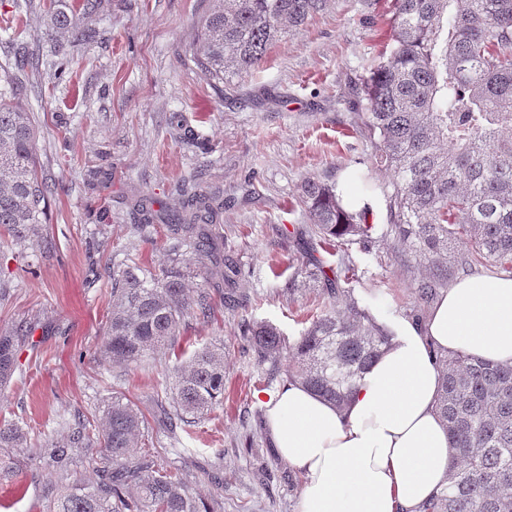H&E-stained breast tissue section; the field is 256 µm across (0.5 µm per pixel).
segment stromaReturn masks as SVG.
I'll return each instance as SVG.
<instances>
[{
  "label": "stroma",
  "mask_w": 512,
  "mask_h": 512,
  "mask_svg": "<svg viewBox=\"0 0 512 512\" xmlns=\"http://www.w3.org/2000/svg\"><path fill=\"white\" fill-rule=\"evenodd\" d=\"M72 2L0 0V62L28 60L20 77L40 132L38 166L56 185L44 228L52 252L0 232V327L35 328L0 389V419L24 426L32 445L16 477L0 480V512H38L57 476L33 449L74 414L99 426L116 391L142 413L157 462L201 501L220 494L224 512H296L302 478L273 448L263 406L286 377L256 365L239 323L269 322L289 340L304 329L314 296L286 288L295 269L288 238L307 224L300 186L371 166L360 82L388 39V0H330L226 94L186 57L213 0H100L80 20L94 36L79 43L52 30L53 10ZM190 179L226 200L224 244L243 269L244 304L217 306L206 322L187 318L175 347L115 378L102 357L112 268L133 246L152 267L167 257L164 237L139 229L131 200L145 193L179 207ZM370 206L374 241L348 250L355 294L380 322L425 323L431 305L409 296L421 272L393 247L383 194ZM216 339L224 403L170 437L159 405L171 399L173 369Z\"/></svg>",
  "instance_id": "obj_1"
}]
</instances>
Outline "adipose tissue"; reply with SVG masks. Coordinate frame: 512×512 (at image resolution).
Listing matches in <instances>:
<instances>
[{
	"mask_svg": "<svg viewBox=\"0 0 512 512\" xmlns=\"http://www.w3.org/2000/svg\"><path fill=\"white\" fill-rule=\"evenodd\" d=\"M439 351L512 364V276L459 278L425 324L397 322L345 410L294 383L267 395L272 443L302 477L297 512H416L440 492L449 443L435 409Z\"/></svg>",
	"mask_w": 512,
	"mask_h": 512,
	"instance_id": "obj_1",
	"label": "adipose tissue"
}]
</instances>
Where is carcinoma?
<instances>
[{"mask_svg":"<svg viewBox=\"0 0 512 512\" xmlns=\"http://www.w3.org/2000/svg\"><path fill=\"white\" fill-rule=\"evenodd\" d=\"M328 0H215L200 21L189 58L222 91L249 72L270 47L302 29ZM97 9L80 0L78 12L58 11L53 29L82 35L79 15ZM391 35L361 88L363 117L374 137V161L391 175L388 222L394 248L425 274L411 295L428 304L470 263L512 271V0H390ZM22 63L0 65V228L17 243L51 242L43 224L51 185L39 174L38 129L24 98ZM179 210L136 201L147 225L162 227L171 243L169 264L154 268L127 254L112 269V308L105 362L124 373L180 336L185 318L214 314V289L226 303L241 267L224 254L216 221L224 204L182 189ZM299 203L310 224L296 241L302 260L288 291L313 290L322 306L290 342L266 322L242 320L243 336L258 365L286 363L285 376L339 410L359 381L390 348L394 335L354 294L350 266L328 267L311 256L371 242L366 211L347 209L336 185L309 178ZM33 328L0 329V387L18 367V351ZM443 366L436 408L448 427V484L417 512H512V365L490 364L462 351L437 355ZM224 395V341L195 351L173 371L167 431L188 424ZM67 432L34 454L59 484L39 512H218L189 491L179 473L163 469L132 447L143 417L121 393L112 395L101 436L77 417ZM28 447V432L0 422V448ZM96 453L99 480L74 477L80 450Z\"/></svg>","mask_w":512,"mask_h":512,"instance_id":"carcinoma-1","label":"carcinoma"}]
</instances>
